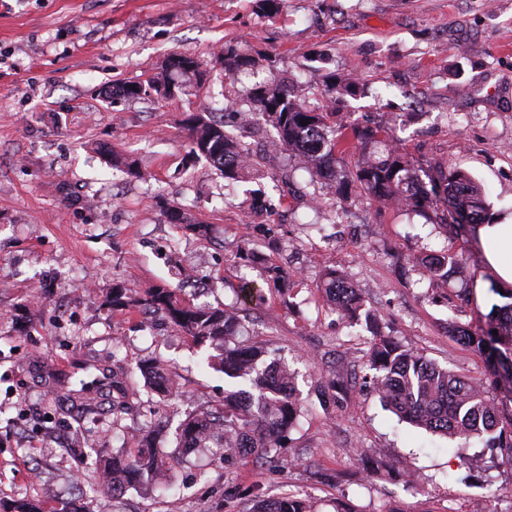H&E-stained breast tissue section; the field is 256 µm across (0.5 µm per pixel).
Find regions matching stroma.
<instances>
[{"mask_svg":"<svg viewBox=\"0 0 512 512\" xmlns=\"http://www.w3.org/2000/svg\"><path fill=\"white\" fill-rule=\"evenodd\" d=\"M227 48L253 66L225 77ZM173 52L199 60L203 80L180 77L183 94L159 103L113 96ZM274 77L302 86L312 109L330 82L358 81L356 93L336 94L337 124L372 128L396 115V145L419 172H464L485 193L489 223L512 218V0H277L270 16L255 0H0V512L18 499L57 512L78 498L101 512L90 488L98 458L157 424L159 448L172 451L189 413L222 402L208 347L142 309L154 288L247 315L253 341L297 371L310 409L275 461L194 458L169 492L127 489L112 512H252L255 497L288 494L314 512L340 500L356 512H470L477 499L506 512L495 491L512 485V467L479 439L399 421L363 384L368 332L321 290L336 266L382 333L503 393L483 356L448 334L452 324L487 328L500 301L479 239L445 236L356 184L339 195L300 167L285 183L269 166L228 189L191 155L192 109L221 110ZM116 156L136 159L142 178L113 167ZM166 204L207 224V236L167 221ZM463 246L472 261L448 281L413 263ZM274 266L283 280L270 277ZM116 285L129 307L112 308ZM64 360L73 370H60ZM156 360L179 395L146 387L140 367ZM118 367L129 397L116 413ZM338 370L350 397L322 408L319 381ZM92 377L101 383L88 406L72 409L70 393ZM348 448L378 470L356 466ZM407 470L418 488L406 486ZM228 485L245 495L225 499Z\"/></svg>","mask_w":512,"mask_h":512,"instance_id":"1","label":"stroma"}]
</instances>
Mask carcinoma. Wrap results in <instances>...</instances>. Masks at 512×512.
Instances as JSON below:
<instances>
[{
    "instance_id": "1",
    "label": "carcinoma",
    "mask_w": 512,
    "mask_h": 512,
    "mask_svg": "<svg viewBox=\"0 0 512 512\" xmlns=\"http://www.w3.org/2000/svg\"><path fill=\"white\" fill-rule=\"evenodd\" d=\"M224 74L233 76L253 59L235 50L220 57ZM197 67V62L174 52L162 63L159 72L141 83L123 84L120 93L137 99L172 98L181 90L175 75ZM325 108L308 109L299 89L274 80L258 88L243 100L226 105L247 115L253 124L264 121L277 132V155L283 157V169L298 162L318 178L328 174L336 179V152L347 139L346 133L329 123L335 114L336 84L327 85ZM191 151L205 158L227 180H236L244 171L260 164L250 148L225 129L216 113L201 108L189 118ZM372 156L343 174L372 195L377 202L402 203L403 207L434 215L435 223L455 237L467 234L468 227L486 220L484 191L464 173L438 165L423 181L417 170L394 145V136L373 141ZM469 254L461 249L425 255L415 264L426 268L434 280H448L449 274L467 265ZM323 288L329 301L341 314L358 321L375 323L365 309L358 289L339 271L329 268ZM507 302L494 306L492 330L483 335L452 327V335L486 355L488 363L512 383V290L502 294ZM146 305L164 311L171 323L194 342L209 343L213 354L211 367L231 379L251 384L258 391L247 402L230 392L224 393V406L199 410L180 425L178 447L160 455L153 446L154 436L141 440L135 458L115 453L99 460L95 469L96 485H158L163 478L174 479L177 467L198 451H210L230 463L238 458L259 459L276 454L288 432L302 414L303 404L296 396L295 373L285 362L260 366L264 347L245 339L244 319L226 308L185 303L167 288L149 293ZM368 352L370 381L381 401L402 421L432 434L469 440L488 436L487 447L498 448L501 462L512 466V417L505 419L500 401L473 379L424 359L401 347L394 339L373 328ZM148 383L168 388L162 369L155 365L142 368ZM255 512H313L309 503L293 496L261 499Z\"/></svg>"
}]
</instances>
